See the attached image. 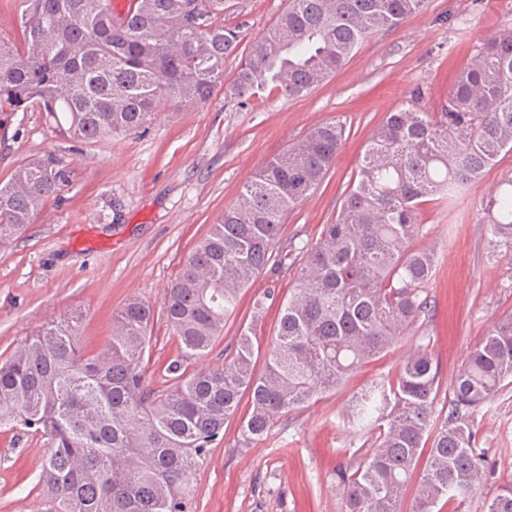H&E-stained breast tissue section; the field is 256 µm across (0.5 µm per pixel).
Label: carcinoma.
<instances>
[{
    "label": "carcinoma",
    "instance_id": "carcinoma-1",
    "mask_svg": "<svg viewBox=\"0 0 512 512\" xmlns=\"http://www.w3.org/2000/svg\"><path fill=\"white\" fill-rule=\"evenodd\" d=\"M425 4L288 0L249 42L224 98L242 104L269 85L303 97L368 36L399 28ZM17 10L20 42L0 39V129L15 113L36 111L81 143L144 128L162 100L208 101L242 41L240 28L224 26V0H128L119 18L112 0H17ZM422 99L415 89L387 113L357 184L312 245L296 234L282 239V217L319 187L343 143L341 123L310 129L242 186L165 290L180 351L162 388L146 377L154 314L138 298L112 315L97 353L80 346L75 315L0 360V426L51 440L39 476L50 512H185L192 472L226 423L240 417L246 443L266 438L279 418L342 386L427 314L435 254L416 245L420 208L453 202L512 152V31L480 42L438 111ZM70 180L52 153L19 164L0 183V241L22 233ZM481 211L489 249L512 260V178L482 197ZM288 268L297 270L288 298L265 289L224 363L190 368L223 337L241 292ZM276 302V336L263 349L256 327ZM511 383L512 315L468 353L445 412L437 365L417 347L394 379L373 383L346 410L349 423L374 434L362 461L336 471L345 512H400L414 480V512H432L444 497L465 501L485 476L472 416ZM488 512H512V480Z\"/></svg>",
    "mask_w": 512,
    "mask_h": 512
}]
</instances>
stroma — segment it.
<instances>
[{
	"label": "stroma",
	"instance_id": "stroma-1",
	"mask_svg": "<svg viewBox=\"0 0 512 512\" xmlns=\"http://www.w3.org/2000/svg\"><path fill=\"white\" fill-rule=\"evenodd\" d=\"M288 0H225L224 23L245 39L266 31ZM512 29V0H427L398 29L362 42L349 61L307 96L288 100L267 90L246 105L225 102L223 86L207 103L159 108L146 129L95 145H70L39 112L16 113L0 133V183L17 164L44 153L62 158L73 178L28 229L0 244V355L72 312L83 314L81 343L101 350L112 315L137 296L154 312L148 375L161 381L179 351L163 311V293L195 243L232 204L242 185L313 126L339 121L345 140L319 188L283 217L285 235L318 238L352 187L359 159L386 113L423 87L437 109L481 40ZM512 177L501 155L455 205H423L419 246L438 253L428 285L430 307L403 342L316 404L280 418L267 438L243 443L237 421L224 426L192 475L186 512H344L336 471L361 461L369 433L345 410L371 382L397 375L407 353L428 346L442 394H451L466 354L499 319L512 314V261L491 256L480 202ZM294 272L260 276L240 296L234 318L212 353L192 368L220 364L239 322L266 288L288 291ZM490 474L464 512H487L512 479V385L473 417ZM48 436L0 427V512H36Z\"/></svg>",
	"mask_w": 512,
	"mask_h": 512
}]
</instances>
